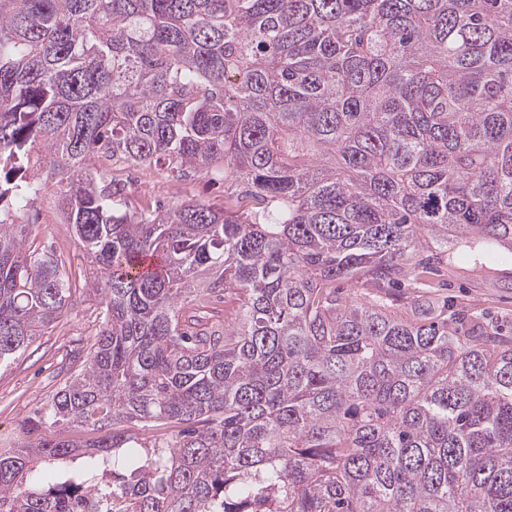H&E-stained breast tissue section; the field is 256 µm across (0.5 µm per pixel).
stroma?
Instances as JSON below:
<instances>
[{
  "mask_svg": "<svg viewBox=\"0 0 512 512\" xmlns=\"http://www.w3.org/2000/svg\"><path fill=\"white\" fill-rule=\"evenodd\" d=\"M102 174L117 182L119 192L114 202L123 209L157 199L170 204L193 200L220 208L237 189L234 182L195 170L176 180L162 164L148 170L106 168ZM59 195L54 181L44 180L41 192L29 206L37 216L36 224L30 227L31 237L69 259V275L81 282L89 268L61 211ZM434 285L437 297L447 299L451 308L478 314L512 332V260L477 264L462 250L453 249ZM97 305L89 289L81 285L73 288L53 327L25 352L0 365V447L27 445L22 422L46 408L56 390L83 366L90 353L86 330L94 323Z\"/></svg>",
  "mask_w": 512,
  "mask_h": 512,
  "instance_id": "1",
  "label": "stroma"
}]
</instances>
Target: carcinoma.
<instances>
[{
	"label": "carcinoma",
	"mask_w": 512,
	"mask_h": 512,
	"mask_svg": "<svg viewBox=\"0 0 512 512\" xmlns=\"http://www.w3.org/2000/svg\"><path fill=\"white\" fill-rule=\"evenodd\" d=\"M99 157L244 189L122 211ZM31 168L101 311L22 430L112 434L0 448V512H512V336L396 293L512 251V0H0V204ZM27 229L0 363L72 288Z\"/></svg>",
	"instance_id": "carcinoma-1"
}]
</instances>
